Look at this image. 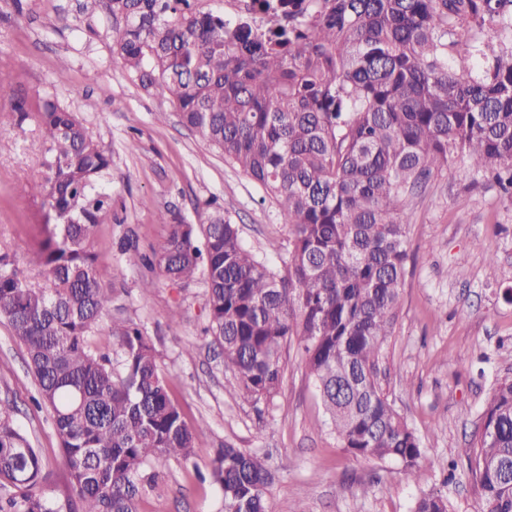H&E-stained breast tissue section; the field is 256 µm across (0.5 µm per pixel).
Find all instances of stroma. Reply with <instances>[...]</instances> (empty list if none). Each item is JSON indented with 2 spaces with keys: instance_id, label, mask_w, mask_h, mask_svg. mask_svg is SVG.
I'll return each mask as SVG.
<instances>
[{
  "instance_id": "stroma-1",
  "label": "stroma",
  "mask_w": 512,
  "mask_h": 512,
  "mask_svg": "<svg viewBox=\"0 0 512 512\" xmlns=\"http://www.w3.org/2000/svg\"><path fill=\"white\" fill-rule=\"evenodd\" d=\"M107 0H0V110L25 101L29 116L0 127V254L34 259L37 180L45 145L35 112L52 95L76 112L112 157L106 186L112 208L92 248L112 272L108 319H130L154 344L171 374L170 396L203 445L188 462L169 460L143 485L139 512H220L216 485L200 482L217 448L231 443L268 456L275 469L272 512H410L416 488L398 463L365 460L332 431L297 341L283 349L285 374L270 400L227 392L230 366L207 324L203 276L174 284L144 268L122 246L149 251L167 234L157 223L169 208L187 223L223 213L244 244L280 265L290 225L250 177L184 128L168 100L145 92L112 49ZM137 149H130V141ZM409 225L403 288L382 346L383 389L418 434L431 464L428 483L453 512H480L467 460L475 424L497 376L512 370V200L463 159L434 173L405 211ZM34 376L23 346L0 320V403L39 448L51 471L46 493L62 497L63 452L49 412L35 410Z\"/></svg>"
}]
</instances>
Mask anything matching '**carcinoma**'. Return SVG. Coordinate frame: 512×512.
<instances>
[{
  "label": "carcinoma",
  "mask_w": 512,
  "mask_h": 512,
  "mask_svg": "<svg viewBox=\"0 0 512 512\" xmlns=\"http://www.w3.org/2000/svg\"><path fill=\"white\" fill-rule=\"evenodd\" d=\"M288 22L258 34L195 0H108L112 44L146 91L252 178L293 229L277 269L221 213L188 224L164 210L165 239L133 265L173 283L202 273L212 342L234 370L226 390L276 393L297 339L343 448L402 465L411 512H450L426 487L420 439L379 381L404 281L402 214L455 157L512 198V0H288ZM50 159L39 191L33 283L0 255V318L23 344L49 409L73 495L43 490L38 449L0 405V512H138L143 482L189 461L202 433L137 325L112 322V355L89 339L112 301L92 249L112 197L111 157L77 115L46 98L35 113ZM481 512H512V375L495 382L464 449ZM224 512H271L272 473L230 444L210 465Z\"/></svg>",
  "instance_id": "obj_1"
}]
</instances>
